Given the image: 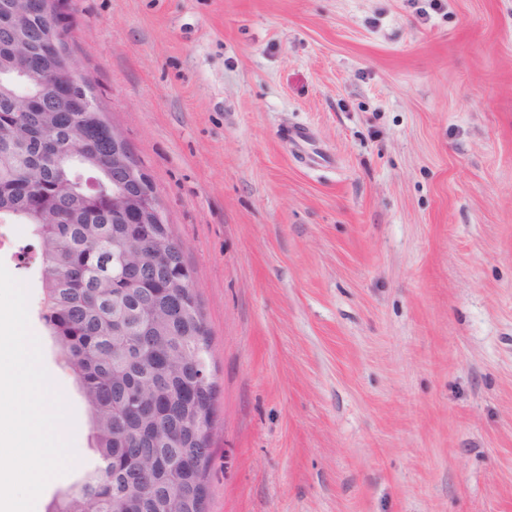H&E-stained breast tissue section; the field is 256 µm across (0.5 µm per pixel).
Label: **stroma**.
Segmentation results:
<instances>
[{
	"label": "stroma",
	"mask_w": 512,
	"mask_h": 512,
	"mask_svg": "<svg viewBox=\"0 0 512 512\" xmlns=\"http://www.w3.org/2000/svg\"><path fill=\"white\" fill-rule=\"evenodd\" d=\"M64 12L203 309L208 512H512V0ZM9 272L77 435L45 512L87 409Z\"/></svg>",
	"instance_id": "1"
}]
</instances>
